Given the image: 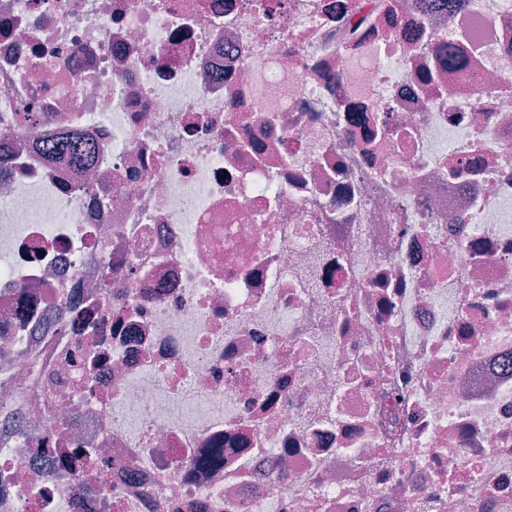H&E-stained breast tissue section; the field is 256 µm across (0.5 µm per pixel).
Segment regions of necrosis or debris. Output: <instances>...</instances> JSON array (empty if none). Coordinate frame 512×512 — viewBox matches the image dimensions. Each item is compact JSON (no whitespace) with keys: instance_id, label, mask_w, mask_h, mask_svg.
I'll use <instances>...</instances> for the list:
<instances>
[{"instance_id":"necrosis-or-debris-1","label":"necrosis or debris","mask_w":512,"mask_h":512,"mask_svg":"<svg viewBox=\"0 0 512 512\" xmlns=\"http://www.w3.org/2000/svg\"><path fill=\"white\" fill-rule=\"evenodd\" d=\"M0 512H512V0H0ZM46 151L52 156H65L79 166H88L95 158L93 149L80 137L55 142L48 146Z\"/></svg>"}]
</instances>
